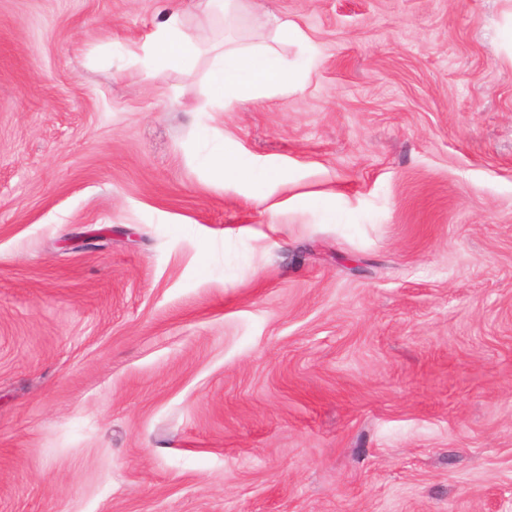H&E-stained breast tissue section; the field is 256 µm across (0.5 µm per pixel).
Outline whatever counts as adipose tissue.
Here are the masks:
<instances>
[{
	"label": "adipose tissue",
	"mask_w": 512,
	"mask_h": 512,
	"mask_svg": "<svg viewBox=\"0 0 512 512\" xmlns=\"http://www.w3.org/2000/svg\"><path fill=\"white\" fill-rule=\"evenodd\" d=\"M193 46L183 31V14L178 8L167 9L163 20L140 47V62L154 69L160 59L180 62L188 58ZM301 73L297 64L276 52L263 48L230 45L214 54L207 71V85L212 99L222 107L255 99L272 89L299 86Z\"/></svg>",
	"instance_id": "obj_1"
}]
</instances>
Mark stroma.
I'll list each match as a JSON object with an SVG mask.
<instances>
[{"label": "stroma", "instance_id": "obj_1", "mask_svg": "<svg viewBox=\"0 0 512 512\" xmlns=\"http://www.w3.org/2000/svg\"><path fill=\"white\" fill-rule=\"evenodd\" d=\"M262 3L0 0V512H512V0ZM193 46L183 32V14L176 8L167 9L162 20L140 46L139 61L149 71L155 69L158 60L165 58L180 62L188 58ZM206 77L211 98L223 109L271 89L298 87L301 82L299 66L276 52L236 45L212 56ZM211 168L218 180L224 179V174L231 172L239 177H247L251 171L244 162L234 161L222 154H216L211 158Z\"/></svg>", "mask_w": 512, "mask_h": 512}]
</instances>
